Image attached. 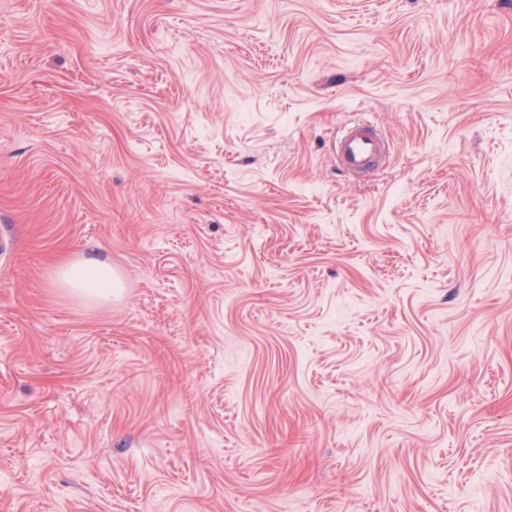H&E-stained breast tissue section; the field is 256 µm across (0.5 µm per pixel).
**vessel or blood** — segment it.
<instances>
[{
    "mask_svg": "<svg viewBox=\"0 0 512 512\" xmlns=\"http://www.w3.org/2000/svg\"><path fill=\"white\" fill-rule=\"evenodd\" d=\"M389 151V141L377 125L358 119L345 125L334 141V158L340 170L354 177L370 172Z\"/></svg>",
    "mask_w": 512,
    "mask_h": 512,
    "instance_id": "b4317fda",
    "label": "vessel or blood"
}]
</instances>
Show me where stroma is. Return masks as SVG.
<instances>
[{
  "label": "stroma",
  "mask_w": 512,
  "mask_h": 512,
  "mask_svg": "<svg viewBox=\"0 0 512 512\" xmlns=\"http://www.w3.org/2000/svg\"><path fill=\"white\" fill-rule=\"evenodd\" d=\"M0 236V512H512V0H0ZM389 145L374 122L358 119L345 125L336 135L334 158L343 173L360 177L381 163ZM59 280L62 285L96 299H112V288H118L112 268L96 258H84L62 267Z\"/></svg>",
  "instance_id": "stroma-1"
}]
</instances>
